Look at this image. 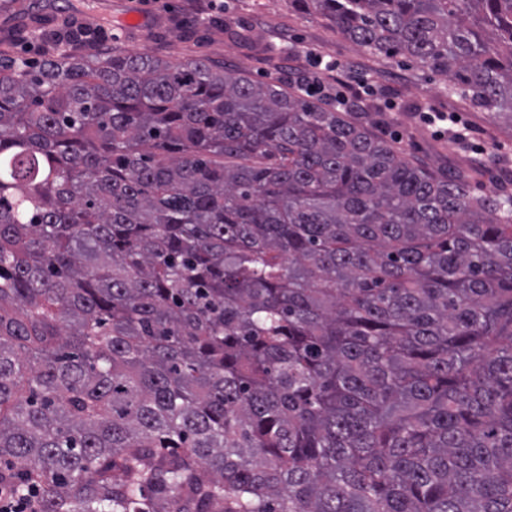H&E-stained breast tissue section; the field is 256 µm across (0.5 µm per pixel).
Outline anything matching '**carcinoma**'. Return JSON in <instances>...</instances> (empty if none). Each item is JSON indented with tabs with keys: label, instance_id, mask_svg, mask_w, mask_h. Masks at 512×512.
I'll use <instances>...</instances> for the list:
<instances>
[{
	"label": "carcinoma",
	"instance_id": "cac0c4a2",
	"mask_svg": "<svg viewBox=\"0 0 512 512\" xmlns=\"http://www.w3.org/2000/svg\"><path fill=\"white\" fill-rule=\"evenodd\" d=\"M512 120V0H288ZM0 54V484L37 512H512V196L203 58Z\"/></svg>",
	"mask_w": 512,
	"mask_h": 512
}]
</instances>
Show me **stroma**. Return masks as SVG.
<instances>
[{
  "label": "stroma",
  "instance_id": "35a3bbf8",
  "mask_svg": "<svg viewBox=\"0 0 512 512\" xmlns=\"http://www.w3.org/2000/svg\"><path fill=\"white\" fill-rule=\"evenodd\" d=\"M77 17L89 29L111 28L109 46L170 61L208 57L225 71L297 87L315 72V56L338 61L351 83L365 80L375 92L350 107L373 132L435 174L468 176L475 192H512V120L463 102L448 90L449 77L422 64L366 52L326 21L296 12L288 0H16L0 10V30L14 32L10 55L41 60L27 35L62 28ZM458 112L473 129L474 145L437 136L422 113Z\"/></svg>",
  "mask_w": 512,
  "mask_h": 512
}]
</instances>
